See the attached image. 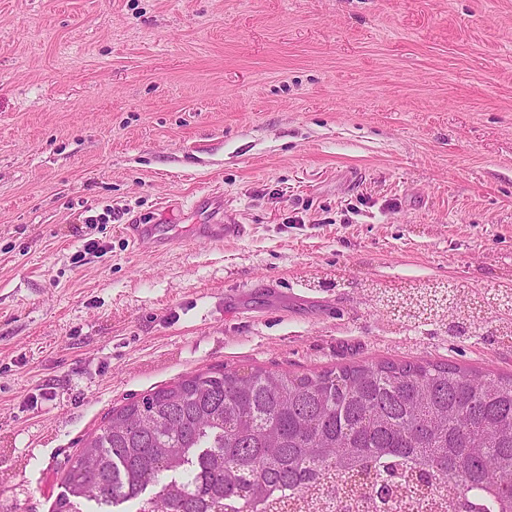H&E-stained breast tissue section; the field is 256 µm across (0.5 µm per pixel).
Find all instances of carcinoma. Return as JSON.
<instances>
[{
    "label": "carcinoma",
    "mask_w": 512,
    "mask_h": 512,
    "mask_svg": "<svg viewBox=\"0 0 512 512\" xmlns=\"http://www.w3.org/2000/svg\"><path fill=\"white\" fill-rule=\"evenodd\" d=\"M404 304L428 288L372 283ZM429 315L479 330L475 308ZM454 482L448 512H512V378L382 362L314 375L195 373L114 408L52 512H394Z\"/></svg>",
    "instance_id": "cac0c4a2"
}]
</instances>
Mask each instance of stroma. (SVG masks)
Wrapping results in <instances>:
<instances>
[{"label":"stroma","mask_w":512,"mask_h":512,"mask_svg":"<svg viewBox=\"0 0 512 512\" xmlns=\"http://www.w3.org/2000/svg\"><path fill=\"white\" fill-rule=\"evenodd\" d=\"M211 191L244 236H197ZM132 219L181 240L132 247ZM366 280L503 315L512 0H0V512H51L104 416L186 375L512 374V339ZM361 288H373L376 296L381 302L384 297H394L396 300H400L404 304L405 315L408 319H418L421 315L429 312L430 316L448 318V320H460L468 325V329L479 330L482 328L484 323L486 322L485 318L481 316V310H477V308H467V309H448V306L444 305H436L435 307H430L429 309H425V312L421 315H415L412 313L410 307L414 305V301L418 300L419 297L427 294L428 291H431L432 288H426L422 286H418L415 288H387L383 286L382 283H372L368 284V287L364 285Z\"/></svg>","instance_id":"obj_1"}]
</instances>
